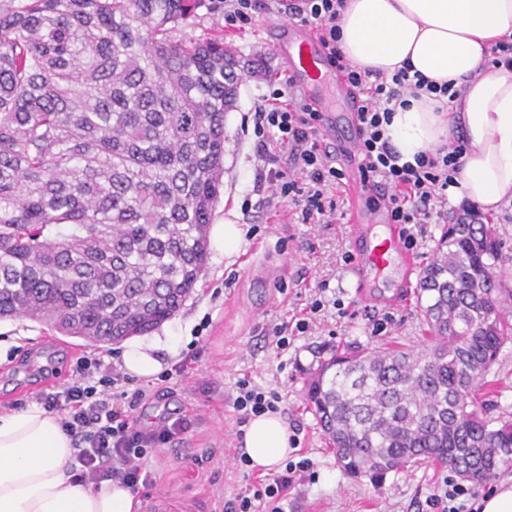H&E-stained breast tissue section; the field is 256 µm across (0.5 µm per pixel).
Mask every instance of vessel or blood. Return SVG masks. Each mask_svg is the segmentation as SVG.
Returning a JSON list of instances; mask_svg holds the SVG:
<instances>
[{
    "label": "vessel or blood",
    "mask_w": 512,
    "mask_h": 512,
    "mask_svg": "<svg viewBox=\"0 0 512 512\" xmlns=\"http://www.w3.org/2000/svg\"><path fill=\"white\" fill-rule=\"evenodd\" d=\"M276 50L288 64L291 89L306 103L318 112H329V102L322 95L323 87L329 86L346 102L349 112H357L359 102L350 87L335 69L323 66L322 45L314 28L302 27L297 41L279 42ZM347 186L351 193L349 221L358 240L353 265L356 277L364 278L369 271L384 274L395 260L400 262L403 270H415L419 259L403 246L397 226L389 225L384 234L368 232V218L363 208L367 190L354 178L349 179Z\"/></svg>",
    "instance_id": "obj_1"
}]
</instances>
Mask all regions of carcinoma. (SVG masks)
I'll return each mask as SVG.
<instances>
[{"label":"carcinoma","mask_w":512,"mask_h":512,"mask_svg":"<svg viewBox=\"0 0 512 512\" xmlns=\"http://www.w3.org/2000/svg\"><path fill=\"white\" fill-rule=\"evenodd\" d=\"M206 0L0 4V319L118 344L191 297L224 189V120L253 61L176 33ZM492 224H448L418 297L434 343L344 350L306 399L352 478L512 468V420L476 396L512 321Z\"/></svg>","instance_id":"carcinoma-1"}]
</instances>
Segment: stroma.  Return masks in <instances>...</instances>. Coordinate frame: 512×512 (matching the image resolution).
<instances>
[{"instance_id": "1", "label": "stroma", "mask_w": 512, "mask_h": 512, "mask_svg": "<svg viewBox=\"0 0 512 512\" xmlns=\"http://www.w3.org/2000/svg\"><path fill=\"white\" fill-rule=\"evenodd\" d=\"M280 20L264 14L252 28L239 31L225 28L220 13L201 14L199 34L223 37L244 57L260 62L243 80L237 110L226 115L224 192L213 217L220 224L226 212H237L249 236L232 256L211 252L184 307L143 337L147 343L177 337L174 352L157 354L162 371L188 363L181 379L131 382L153 394L135 412L142 425L163 418L189 423L148 459L150 477L142 488L147 512H222L225 502L263 477V470L235 460L239 414L232 399L245 377L282 395L279 411L293 439L291 457L310 462L288 491L287 512H437L431 498L449 476L448 468L417 463L379 481L349 478L306 404L310 378L336 348L367 352L405 345L419 351L430 333L417 303L418 284L403 285L397 274L385 286L357 287L347 261L356 246L350 224H292L284 207L259 203L253 190L255 137L245 117L255 100L288 74L270 37ZM318 296L327 303L322 319L292 337L287 350L276 349L273 326L298 317ZM337 298L348 316L338 317L332 306ZM92 352L82 340L57 335L46 325L25 318L0 321V403L31 404V361L48 357L66 371L74 357ZM486 381L483 399L490 417L512 419V341L503 345Z\"/></svg>"}]
</instances>
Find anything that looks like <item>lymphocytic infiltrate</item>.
Wrapping results in <instances>:
<instances>
[{
    "label": "lymphocytic infiltrate",
    "mask_w": 512,
    "mask_h": 512,
    "mask_svg": "<svg viewBox=\"0 0 512 512\" xmlns=\"http://www.w3.org/2000/svg\"><path fill=\"white\" fill-rule=\"evenodd\" d=\"M218 2L228 29L250 28L264 13H277L317 29L329 64L342 73L360 102L356 120L361 182L376 190V202L384 205L391 223L400 225L407 247L416 244L412 225L444 223L448 189L462 167L463 142L406 161L390 144L385 127L404 96L424 92L453 101L458 92L452 83H437L406 67L388 76L352 65L339 47L338 21L346 0ZM251 119L257 137L255 190L262 193L263 205L291 208L299 224L335 223L336 188L345 174L332 166L318 140L321 113L297 97H285L277 88L255 102ZM128 382L119 364L98 353L79 357L67 381L34 396L37 404L60 416L63 430L72 438L76 478L81 483L95 486L112 478L138 491L148 480L149 453L186 429L184 422L165 419L154 427H141L132 413L150 400L151 393L144 388L128 390ZM237 389L233 407L245 420L277 411L282 401L279 392L247 379L240 380ZM306 466L303 460L286 463L282 472L262 479L250 494L225 503L224 512H256L259 503L263 512H284L288 490Z\"/></svg>",
    "instance_id": "f902f5d3"
}]
</instances>
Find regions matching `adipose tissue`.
<instances>
[{
	"mask_svg": "<svg viewBox=\"0 0 512 512\" xmlns=\"http://www.w3.org/2000/svg\"><path fill=\"white\" fill-rule=\"evenodd\" d=\"M339 26L352 64L390 74L407 63L460 91L449 108L425 94L396 107L386 135L403 160L460 133L463 166L450 194L487 212L511 204L512 70L494 65L490 49L512 35V0H346ZM163 347L127 340L126 372L151 379ZM243 446L259 469L287 459L290 434L280 413L251 418ZM73 453L58 415L41 406L0 415V512H134V496L121 483L76 482Z\"/></svg>",
	"mask_w": 512,
	"mask_h": 512,
	"instance_id": "obj_1",
	"label": "adipose tissue"
}]
</instances>
